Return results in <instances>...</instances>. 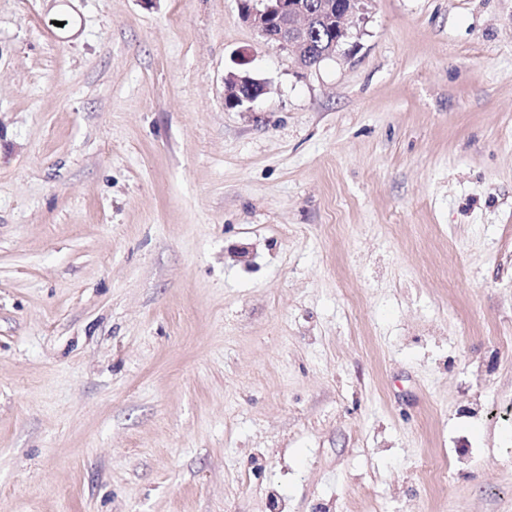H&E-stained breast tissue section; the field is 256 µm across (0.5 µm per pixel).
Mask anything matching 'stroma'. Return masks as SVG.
I'll list each match as a JSON object with an SVG mask.
<instances>
[{
	"mask_svg": "<svg viewBox=\"0 0 512 512\" xmlns=\"http://www.w3.org/2000/svg\"><path fill=\"white\" fill-rule=\"evenodd\" d=\"M347 26L0 0V512H512V0ZM336 1H346L338 17ZM255 0L248 10L243 7L242 18L281 49L295 54L299 62L315 56L317 63L336 53L347 37L346 21L356 10L358 0ZM335 24L336 39L318 43L314 48L312 37L322 24ZM314 55V56H313ZM227 81L230 93L227 95L226 101L231 99L239 105L251 103L265 92V83L250 76L246 70L239 73L231 72Z\"/></svg>",
	"mask_w": 512,
	"mask_h": 512,
	"instance_id": "1",
	"label": "stroma"
}]
</instances>
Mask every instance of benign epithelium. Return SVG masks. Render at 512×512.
Here are the masks:
<instances>
[{
	"mask_svg": "<svg viewBox=\"0 0 512 512\" xmlns=\"http://www.w3.org/2000/svg\"><path fill=\"white\" fill-rule=\"evenodd\" d=\"M358 0H346L343 13L336 12V0H255L242 18L281 49L295 54L299 62L311 58L326 59L336 53L347 37L346 21L356 10ZM336 26V38L315 44L312 37L324 24ZM230 93L227 98L242 105L255 101L265 92V83L243 70L227 78Z\"/></svg>",
	"mask_w": 512,
	"mask_h": 512,
	"instance_id": "benign-epithelium-1",
	"label": "benign epithelium"
}]
</instances>
